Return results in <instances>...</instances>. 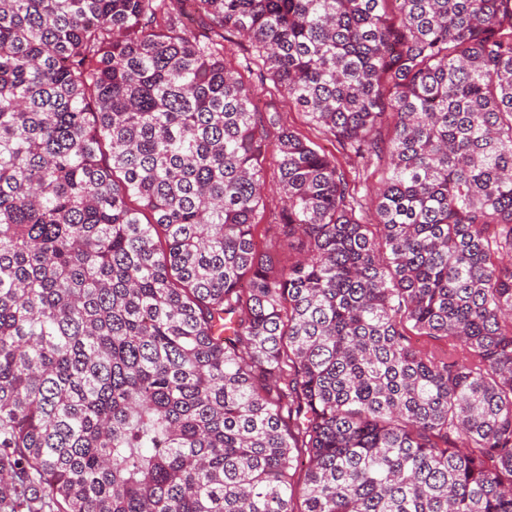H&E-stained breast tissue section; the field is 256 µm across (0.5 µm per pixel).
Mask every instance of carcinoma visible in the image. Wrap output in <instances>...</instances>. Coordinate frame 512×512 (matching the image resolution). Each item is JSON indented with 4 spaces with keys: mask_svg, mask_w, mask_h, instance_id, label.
I'll return each mask as SVG.
<instances>
[{
    "mask_svg": "<svg viewBox=\"0 0 512 512\" xmlns=\"http://www.w3.org/2000/svg\"><path fill=\"white\" fill-rule=\"evenodd\" d=\"M184 2L0 0V512H512V0ZM278 106L284 113V117L287 119L290 126L294 127L303 134H307L312 137L326 151L336 154V158L346 170L349 180L352 182V184L355 182V184L358 185V189L360 191L359 195L365 194L366 186L372 188L377 184L378 180L380 179V169L385 166V161L378 166L371 167L367 172L360 171L358 173L357 168L354 169L349 166L345 162V159L338 152H336L332 142L330 141V138L325 137L324 135H318V138H314V136H317V134L311 129L308 123V117H306L305 114L297 111L293 106L288 105V101L282 98H279ZM264 168L267 172V180H268V189L266 191L267 196V208H266V217H265V226H261L259 239L262 243H269L270 240H273V230L267 229L270 222L273 221L274 212H277L278 207L280 206L279 196L276 193L275 186L272 182V174L273 170L276 166V155L272 151L271 148L267 151L264 158ZM276 207V208H275ZM274 243V240H273Z\"/></svg>",
    "mask_w": 512,
    "mask_h": 512,
    "instance_id": "obj_1",
    "label": "carcinoma"
}]
</instances>
